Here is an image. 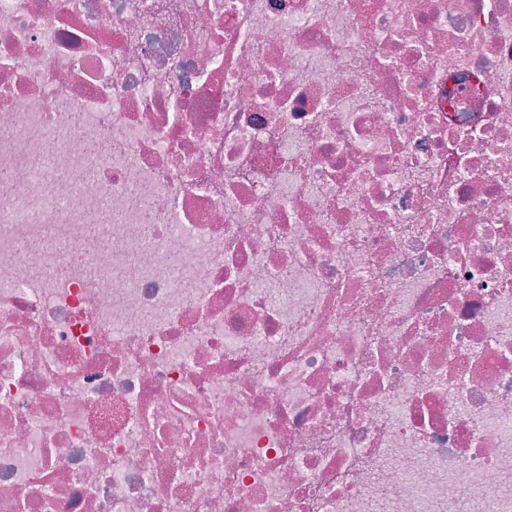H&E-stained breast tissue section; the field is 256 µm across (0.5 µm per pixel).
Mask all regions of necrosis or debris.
I'll list each match as a JSON object with an SVG mask.
<instances>
[{
  "instance_id": "necrosis-or-debris-1",
  "label": "necrosis or debris",
  "mask_w": 512,
  "mask_h": 512,
  "mask_svg": "<svg viewBox=\"0 0 512 512\" xmlns=\"http://www.w3.org/2000/svg\"><path fill=\"white\" fill-rule=\"evenodd\" d=\"M0 512H512V0H0Z\"/></svg>"
}]
</instances>
